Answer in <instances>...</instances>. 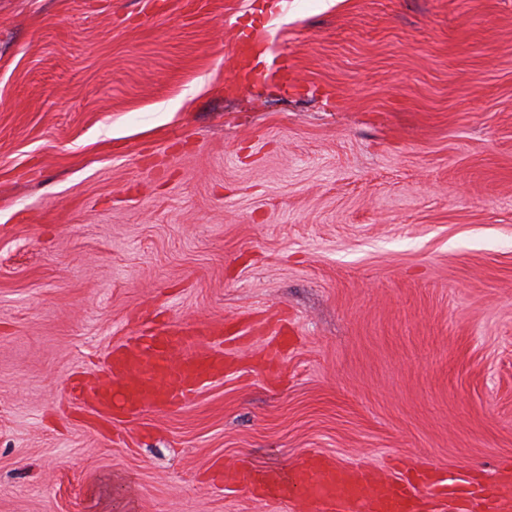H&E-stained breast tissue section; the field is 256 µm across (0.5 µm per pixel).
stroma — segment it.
<instances>
[{"label":"stroma","instance_id":"35a3bbf8","mask_svg":"<svg viewBox=\"0 0 512 512\" xmlns=\"http://www.w3.org/2000/svg\"><path fill=\"white\" fill-rule=\"evenodd\" d=\"M144 311L254 331L127 448L65 390ZM313 452L512 459V0H0V512H290L199 475ZM256 42V34L241 30L239 32L238 50L245 58L248 65V74H252L256 78H261L266 70L280 73L282 84L288 88L294 87V79L291 76L292 61L288 55H276L273 57L271 64L265 63L264 60H259L260 56L254 57L253 50Z\"/></svg>","mask_w":512,"mask_h":512}]
</instances>
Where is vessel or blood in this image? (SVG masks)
<instances>
[{
	"mask_svg": "<svg viewBox=\"0 0 512 512\" xmlns=\"http://www.w3.org/2000/svg\"><path fill=\"white\" fill-rule=\"evenodd\" d=\"M255 42V33L240 32L238 50L249 74L259 78L271 70L280 73L284 86H293L291 59H256ZM232 342L220 325L143 323L137 335L108 353L107 381L74 380L69 400L124 439L128 419L148 408H186L201 388L223 377L224 348ZM238 475L251 497L291 504L300 512H512V462L502 466L491 489L433 467L376 477L318 452L290 466L246 462Z\"/></svg>",
	"mask_w": 512,
	"mask_h": 512,
	"instance_id": "1",
	"label": "vessel or blood"
}]
</instances>
